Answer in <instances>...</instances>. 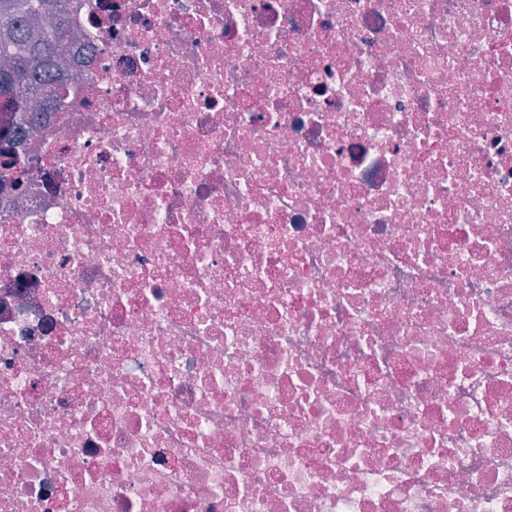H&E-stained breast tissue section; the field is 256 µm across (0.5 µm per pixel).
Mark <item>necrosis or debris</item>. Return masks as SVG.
Returning a JSON list of instances; mask_svg holds the SVG:
<instances>
[{
	"instance_id": "1",
	"label": "necrosis or debris",
	"mask_w": 512,
	"mask_h": 512,
	"mask_svg": "<svg viewBox=\"0 0 512 512\" xmlns=\"http://www.w3.org/2000/svg\"><path fill=\"white\" fill-rule=\"evenodd\" d=\"M0 185V512H512V0H67Z\"/></svg>"
}]
</instances>
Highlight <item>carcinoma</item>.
Masks as SVG:
<instances>
[{
    "instance_id": "obj_1",
    "label": "carcinoma",
    "mask_w": 512,
    "mask_h": 512,
    "mask_svg": "<svg viewBox=\"0 0 512 512\" xmlns=\"http://www.w3.org/2000/svg\"><path fill=\"white\" fill-rule=\"evenodd\" d=\"M65 10L66 0H0V117L12 137L29 123L27 98L56 95L54 73L73 38Z\"/></svg>"
}]
</instances>
